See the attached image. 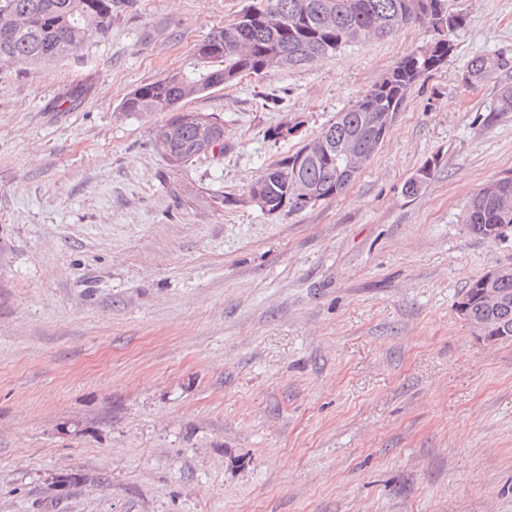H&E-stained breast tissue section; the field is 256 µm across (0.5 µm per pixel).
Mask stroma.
Listing matches in <instances>:
<instances>
[{"label": "stroma", "mask_w": 512, "mask_h": 512, "mask_svg": "<svg viewBox=\"0 0 512 512\" xmlns=\"http://www.w3.org/2000/svg\"><path fill=\"white\" fill-rule=\"evenodd\" d=\"M247 4L122 0L108 37L0 71V512H512V339L456 308L512 265V234L462 222L512 177V112L486 117L512 68L461 81L512 58V0H448L453 54L356 179L273 214L248 199L261 172L431 34L188 101L227 149L168 167L167 113L120 103ZM509 58L502 56H478L469 61L463 70L462 81L464 85L471 87L484 81L497 70L511 65Z\"/></svg>", "instance_id": "35a3bbf8"}]
</instances>
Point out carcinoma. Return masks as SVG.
I'll list each match as a JSON object with an SVG mask.
<instances>
[{"mask_svg":"<svg viewBox=\"0 0 512 512\" xmlns=\"http://www.w3.org/2000/svg\"><path fill=\"white\" fill-rule=\"evenodd\" d=\"M115 0H0V71L20 64L57 62L73 54L91 37L103 38L112 27ZM281 16V23L262 21L263 5ZM412 24L428 26L435 39L428 51L418 48L404 55L376 84L372 97L362 95L313 138L317 147H301L264 171L250 188L280 207L290 186L298 184L320 202L341 193L358 172H345L340 161L344 148L372 153L384 141L389 129L378 124L387 115H397L411 87L424 75L448 61L449 35L466 25V15L449 9L448 0H252L237 22L212 30L194 45L188 65L168 72L128 93L120 104L123 112H168L169 121L181 127V135L163 157L172 168L181 167L202 155V141L224 138V126L209 116L200 127L188 117L187 90L199 96L226 86L243 75L268 72L271 58L282 61L281 69L309 66L327 58L349 43L392 34ZM512 60L502 56H478L463 70L462 81L471 87ZM488 183L471 198L464 223L476 236L487 238L489 228L512 225V179ZM489 286L502 295L490 308L477 289ZM468 315L497 323L512 339V272L507 270L491 284L484 277L473 280Z\"/></svg>","mask_w":512,"mask_h":512,"instance_id":"carcinoma-1","label":"carcinoma"}]
</instances>
